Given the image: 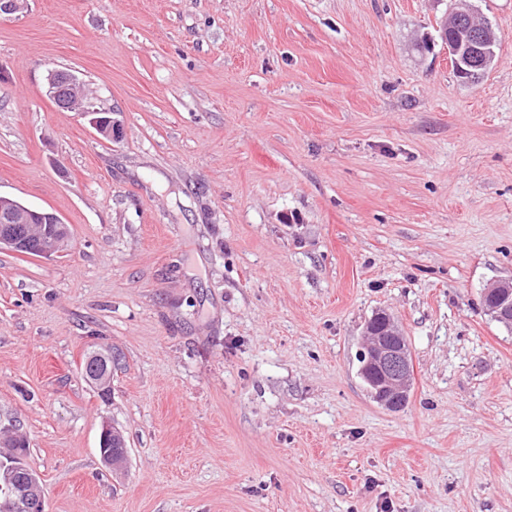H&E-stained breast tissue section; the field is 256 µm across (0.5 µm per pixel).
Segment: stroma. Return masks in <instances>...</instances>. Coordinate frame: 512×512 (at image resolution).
<instances>
[{
  "label": "stroma",
  "instance_id": "1",
  "mask_svg": "<svg viewBox=\"0 0 512 512\" xmlns=\"http://www.w3.org/2000/svg\"><path fill=\"white\" fill-rule=\"evenodd\" d=\"M474 6L499 50L472 85L447 0L0 17V197L71 234L0 248V426L45 512H512V330L482 306L512 280V0ZM52 69L121 138L58 109ZM379 309L414 366L396 413L357 372ZM98 345L105 397L82 375ZM124 440L123 434L112 427L109 422H103L99 439V451L103 463L113 470H121L127 463L128 448L112 449V439Z\"/></svg>",
  "mask_w": 512,
  "mask_h": 512
}]
</instances>
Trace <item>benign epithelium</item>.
Wrapping results in <instances>:
<instances>
[{
  "mask_svg": "<svg viewBox=\"0 0 512 512\" xmlns=\"http://www.w3.org/2000/svg\"><path fill=\"white\" fill-rule=\"evenodd\" d=\"M453 23L443 24L441 38L448 58L465 82L479 79L496 59L497 34L490 23L478 21L471 0H456L448 15ZM47 94L57 108L91 116V123L103 138L119 137L120 128L108 112L93 108L77 76L54 70L48 77ZM68 228L52 212L32 210L0 197V246L22 253L50 258L68 246ZM488 312L503 322L512 323V281H504L483 291ZM359 376L372 399L383 409L397 412L407 406L414 369L406 336L385 311H377L365 324L359 353ZM83 374L99 393L106 395L112 382V350L98 346L87 356ZM123 434L103 422L99 451L103 463L113 470L127 463L128 449H113L112 439ZM28 474L22 493H17V476ZM0 494L11 512H44V496L37 474L28 472L23 454L17 448L0 454Z\"/></svg>",
  "mask_w": 512,
  "mask_h": 512,
  "instance_id": "7a95c632",
  "label": "benign epithelium"
}]
</instances>
